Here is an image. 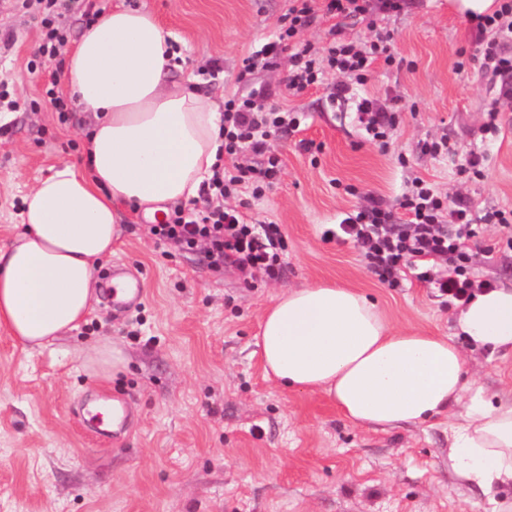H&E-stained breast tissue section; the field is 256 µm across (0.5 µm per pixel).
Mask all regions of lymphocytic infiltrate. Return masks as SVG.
<instances>
[{
	"instance_id": "lymphocytic-infiltrate-1",
	"label": "lymphocytic infiltrate",
	"mask_w": 512,
	"mask_h": 512,
	"mask_svg": "<svg viewBox=\"0 0 512 512\" xmlns=\"http://www.w3.org/2000/svg\"><path fill=\"white\" fill-rule=\"evenodd\" d=\"M369 0H289L273 41L246 58L239 81H247L258 69H270L280 57H287L288 74L283 83V96L295 95L319 86L326 71L350 77L365 84L376 61L393 65L396 57L391 48L389 31L378 29L369 18ZM359 19L374 29L369 45L360 47L346 40L338 26H331V40L324 51L300 44L301 33L318 14ZM480 37V69L500 85L498 95L512 99V53L504 48L512 40V0H498L497 9L474 19ZM267 93L255 88L247 96L232 97L224 102L223 167L215 169L204 183L199 197L207 204L199 220L184 221L180 211L167 214L165 222L151 225L150 232L159 242L174 243L192 250L203 248L210 264L235 265L245 274L261 273L278 279L285 240L276 224L256 226L248 223L237 208L226 205V198L238 189L249 190L261 197L276 183L281 174V160L271 149L277 133L298 129L299 113L285 107L266 104ZM250 153L259 157L256 165H242L239 156ZM407 213L405 222H397L393 209L377 198L349 216L337 229L324 233L325 239L352 241L359 250L365 267L381 283L395 284L404 270H412L416 279L435 283L440 294L456 301L468 300L476 286L467 270L469 245L480 234L473 224L469 207L449 208L431 184L418 181L412 196L399 207ZM441 260L447 270L432 277L430 262Z\"/></svg>"
}]
</instances>
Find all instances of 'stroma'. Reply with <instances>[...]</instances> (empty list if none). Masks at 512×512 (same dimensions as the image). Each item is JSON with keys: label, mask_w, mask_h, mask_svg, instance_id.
<instances>
[{"label": "stroma", "mask_w": 512, "mask_h": 512, "mask_svg": "<svg viewBox=\"0 0 512 512\" xmlns=\"http://www.w3.org/2000/svg\"><path fill=\"white\" fill-rule=\"evenodd\" d=\"M156 14L173 32L183 67L198 90L226 97L263 87L271 103L287 60L238 81L243 61L270 37L288 0H125ZM400 65L376 67L367 84L331 101L339 80L292 98L306 115L300 132L275 137L279 181L248 199L256 224L280 225L288 248L279 279L248 277L208 265L201 250L156 241L142 211L120 206L123 233L96 271L120 263L140 278L139 305L113 312L95 303L79 330L28 352L0 328V512H491L511 487L485 494L460 480L449 458L448 421L387 431L357 426L325 394L288 390L268 379L255 344L265 308L291 288L328 282L375 301L392 326L454 338L466 354L468 391L512 397V356L466 345L454 329L456 305L404 274L398 287L367 272L351 243L323 232L357 211L366 196L395 205L417 181L475 216L512 209V106L500 133L486 132L492 86L460 56L479 52L466 18L448 0H405L383 21ZM0 245L19 223L20 199L61 159L85 161L92 113L74 107L60 121L45 90L60 61L38 55L40 30L23 0H0ZM368 97L399 112L386 145L369 141L357 121ZM447 139L450 152L422 153L426 140ZM314 142L303 150L300 140ZM483 158L481 179L463 172ZM503 230L483 225L471 245L470 276L512 283V250ZM123 357L111 374L87 368L95 347ZM123 394L133 409L124 441L106 443L85 430L74 410L100 394Z\"/></svg>", "instance_id": "35a3bbf8"}]
</instances>
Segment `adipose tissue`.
Wrapping results in <instances>:
<instances>
[{
    "mask_svg": "<svg viewBox=\"0 0 512 512\" xmlns=\"http://www.w3.org/2000/svg\"><path fill=\"white\" fill-rule=\"evenodd\" d=\"M150 12L117 5L65 52L71 100L95 115L87 168L63 160L22 198L21 229L0 246V327L34 348L78 328L96 299L97 260L121 235L117 203L156 217L198 198L224 153V117L193 74L169 72L177 54ZM458 335L512 352V285L459 303ZM266 373L329 396L371 428L420 425L466 404L448 427L460 479L512 487V400L467 394L463 350L444 336L390 326L367 296L315 283L292 288L264 316Z\"/></svg>",
    "mask_w": 512,
    "mask_h": 512,
    "instance_id": "ef3b65f1",
    "label": "adipose tissue"
}]
</instances>
